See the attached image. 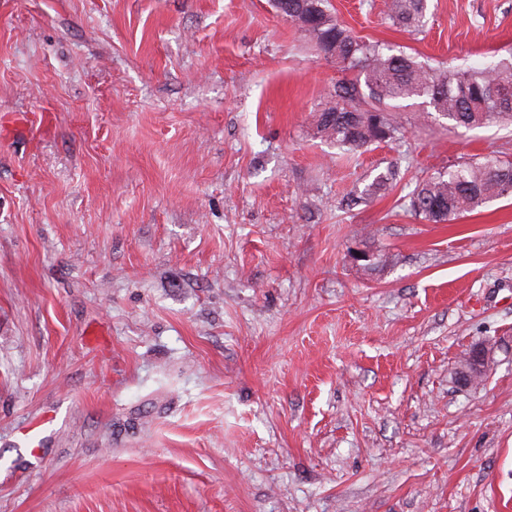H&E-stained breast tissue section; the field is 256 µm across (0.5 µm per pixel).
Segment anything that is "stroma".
<instances>
[{"label":"stroma","instance_id":"stroma-1","mask_svg":"<svg viewBox=\"0 0 512 512\" xmlns=\"http://www.w3.org/2000/svg\"><path fill=\"white\" fill-rule=\"evenodd\" d=\"M387 2L331 0L444 70L512 51V0ZM340 77L269 0H0V512H512V198L407 207L512 125L417 98L347 154ZM428 0H391L393 19L405 28L419 29L424 24ZM488 346L486 343L479 342L472 346L467 355L469 369H459L456 379L464 387L477 386L481 383L488 364Z\"/></svg>","mask_w":512,"mask_h":512}]
</instances>
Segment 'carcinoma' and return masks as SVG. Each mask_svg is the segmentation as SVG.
Wrapping results in <instances>:
<instances>
[{
	"mask_svg": "<svg viewBox=\"0 0 512 512\" xmlns=\"http://www.w3.org/2000/svg\"><path fill=\"white\" fill-rule=\"evenodd\" d=\"M426 11L427 0H390L391 16L405 28L422 27ZM283 12L320 55L356 72L354 78L336 83L317 117V133L339 146L358 151L389 141L398 131L391 115L396 102L414 97L428 98L455 127L512 122V55L483 69L441 71L413 55L362 40L329 0H288ZM508 197L512 160L489 156L418 183L408 209L429 223L442 224Z\"/></svg>",
	"mask_w": 512,
	"mask_h": 512,
	"instance_id": "1",
	"label": "carcinoma"
}]
</instances>
